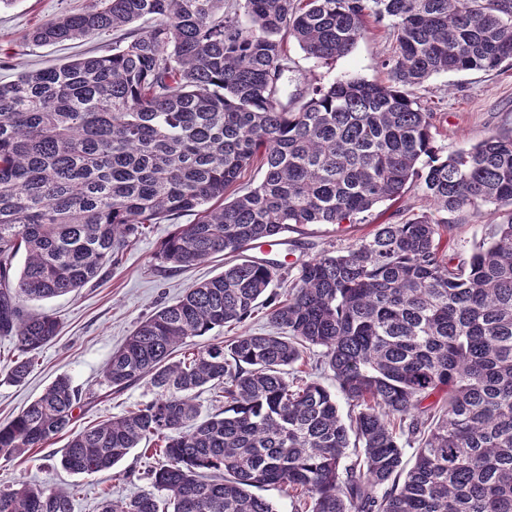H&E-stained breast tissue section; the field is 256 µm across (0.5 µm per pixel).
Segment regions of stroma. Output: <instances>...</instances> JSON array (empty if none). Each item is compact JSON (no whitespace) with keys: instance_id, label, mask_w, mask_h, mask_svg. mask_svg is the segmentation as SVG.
<instances>
[{"instance_id":"1","label":"stroma","mask_w":512,"mask_h":512,"mask_svg":"<svg viewBox=\"0 0 512 512\" xmlns=\"http://www.w3.org/2000/svg\"><path fill=\"white\" fill-rule=\"evenodd\" d=\"M91 4L92 0H0V82L15 80L25 71L111 50L112 34L108 31L88 40L49 45L30 40L38 26L83 11ZM393 50L394 40L384 22L372 24L368 35L350 53L328 64L308 58L296 43L288 45L296 77L316 86L349 78L387 82L388 74L380 62ZM416 94L423 106L436 114L434 143L441 154L477 143L492 131H512V66L498 72L436 74L419 86ZM426 207L419 183H412L400 199L359 216L356 223L340 227L314 224L303 232L289 234L292 256L304 260L326 250L345 249L374 225L402 222ZM502 215V210L491 207L478 214L466 210L450 215L458 256L469 257L487 226L500 222ZM193 221V216L185 215L177 223L149 225L121 260L105 268L98 279L67 295L27 303L28 312L57 317L62 329L37 356L26 382L18 386L6 380L17 357L16 342L0 336V425L11 421L62 375L95 393L91 403L75 412L73 428L77 431L121 415L151 398L152 392L144 383L120 394H106L101 384L102 369L112 352L158 305L174 301L186 288L223 271L224 257L220 254L187 270L171 269L158 259L162 243L178 223ZM66 442V437L60 436L25 456L0 459V488L21 483L62 485L75 492V512H99L104 500L127 498L145 489L138 475L156 461L153 450L140 447L110 470L92 476L75 475L58 463V452Z\"/></svg>"}]
</instances>
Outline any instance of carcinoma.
<instances>
[{"label": "carcinoma", "mask_w": 512, "mask_h": 512, "mask_svg": "<svg viewBox=\"0 0 512 512\" xmlns=\"http://www.w3.org/2000/svg\"><path fill=\"white\" fill-rule=\"evenodd\" d=\"M385 19L390 84L288 93L287 41L325 63ZM109 30L108 54L0 83V335L20 352L10 381L24 383L60 332L25 304L84 287L146 225L197 216L161 246L172 268L231 260L104 366L111 391L144 381L151 399L73 433L86 393L59 376L0 425V459L68 433L60 466L93 475L161 441L147 488L101 512H278L254 493L265 487L288 492L295 512H512V213L466 261L445 237L464 208L512 207V136L443 158L415 93L434 74L512 64V0H97L31 39ZM256 164L261 181L224 201ZM415 180L428 209L344 250L293 267L246 255L305 224H351ZM261 302L275 332L177 357ZM315 349L344 416L318 380L295 376ZM207 386L222 387L224 411L202 414ZM0 512H74V498L20 484L0 489Z\"/></svg>", "instance_id": "cac0c4a2"}]
</instances>
